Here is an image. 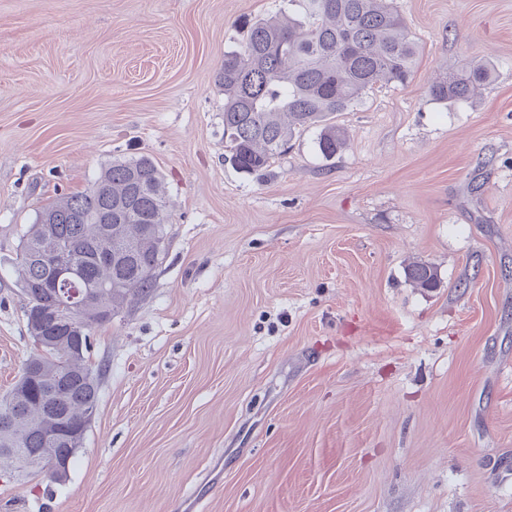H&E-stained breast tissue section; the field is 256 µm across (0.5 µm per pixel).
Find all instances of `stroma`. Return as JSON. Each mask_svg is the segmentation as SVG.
Segmentation results:
<instances>
[{
	"label": "stroma",
	"mask_w": 512,
	"mask_h": 512,
	"mask_svg": "<svg viewBox=\"0 0 512 512\" xmlns=\"http://www.w3.org/2000/svg\"><path fill=\"white\" fill-rule=\"evenodd\" d=\"M279 3L0 0V395L36 212L141 155L174 204L151 294L91 333L68 481L0 483V512H512V0H397L408 81L337 113L336 157L312 127L248 174L217 74ZM485 57L476 100L430 99ZM407 279L416 288H437L439 284L437 272L432 265L425 262H415L407 268Z\"/></svg>",
	"instance_id": "obj_1"
}]
</instances>
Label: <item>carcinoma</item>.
Returning <instances> with one entry per match:
<instances>
[{
	"label": "carcinoma",
	"mask_w": 512,
	"mask_h": 512,
	"mask_svg": "<svg viewBox=\"0 0 512 512\" xmlns=\"http://www.w3.org/2000/svg\"><path fill=\"white\" fill-rule=\"evenodd\" d=\"M278 13L246 25L242 42L224 53L217 75L224 88V138L228 161L236 169L256 173L284 154L288 143L310 127L320 128L318 148L330 159L343 148L345 132L331 122L338 112L363 104L375 87L403 84L409 78L417 43L409 33L396 0H283ZM494 75L489 59L470 63L437 77L429 87L438 102L468 101ZM166 182L153 161L141 156L114 160L103 167L91 186L63 193L41 207L22 236L21 249L44 237L48 245L66 242L83 256L80 278L98 286L101 296L123 303L150 294L155 272L166 248L169 223ZM112 239V259L94 255ZM18 281L36 289L51 277L49 268L20 255ZM415 287L435 288L437 272L425 262L407 268ZM42 333L59 342L40 354V375L17 381L9 392V407H0V479L24 467L23 458L39 448H55L68 467L77 451L53 445L49 433L58 422L79 429L89 410L97 409L100 370L81 356L70 361L75 341L51 319L40 323Z\"/></svg>",
	"instance_id": "carcinoma-1"
}]
</instances>
